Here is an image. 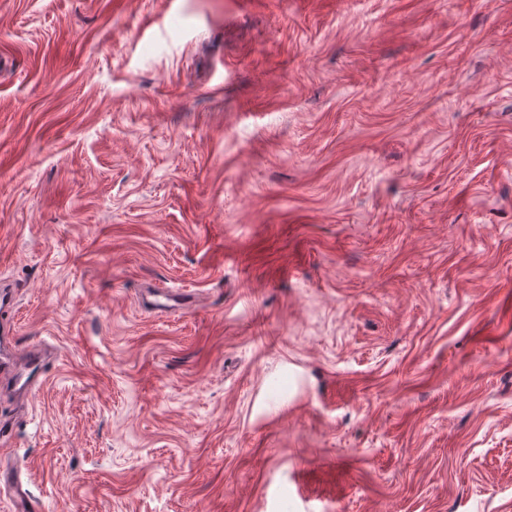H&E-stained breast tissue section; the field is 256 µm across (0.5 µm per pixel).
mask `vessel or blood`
I'll return each mask as SVG.
<instances>
[{"instance_id":"obj_1","label":"vessel or blood","mask_w":512,"mask_h":512,"mask_svg":"<svg viewBox=\"0 0 512 512\" xmlns=\"http://www.w3.org/2000/svg\"><path fill=\"white\" fill-rule=\"evenodd\" d=\"M17 303L16 294L9 285L0 286V378L13 391L28 394L47 381V372L53 363V353L46 343L35 345L28 357L16 360L11 352L15 324L9 314Z\"/></svg>"}]
</instances>
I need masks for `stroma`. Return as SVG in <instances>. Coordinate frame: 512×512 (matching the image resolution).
Here are the masks:
<instances>
[{
    "label": "stroma",
    "mask_w": 512,
    "mask_h": 512,
    "mask_svg": "<svg viewBox=\"0 0 512 512\" xmlns=\"http://www.w3.org/2000/svg\"><path fill=\"white\" fill-rule=\"evenodd\" d=\"M0 281L38 512H512V0H0ZM0 288V310L7 314L0 326L1 376L13 391L25 395L47 382V372L55 356L47 347L48 344L42 341L30 350L26 359L18 361L12 356L10 346L15 334V323L10 320L9 314L17 299L15 290L8 284H1Z\"/></svg>",
    "instance_id": "35a3bbf8"
}]
</instances>
